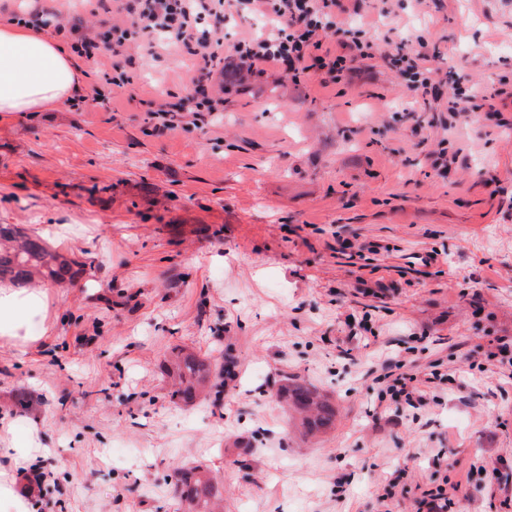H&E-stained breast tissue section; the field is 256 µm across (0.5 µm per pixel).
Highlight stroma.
Wrapping results in <instances>:
<instances>
[{
  "instance_id": "stroma-1",
  "label": "stroma",
  "mask_w": 512,
  "mask_h": 512,
  "mask_svg": "<svg viewBox=\"0 0 512 512\" xmlns=\"http://www.w3.org/2000/svg\"><path fill=\"white\" fill-rule=\"evenodd\" d=\"M343 26L380 43L425 34L496 111L441 130L381 60L336 86L267 74L224 89L221 122L153 130L143 99L178 103L194 57L134 54L110 108L67 104L0 120V224L79 265L51 290L52 328L0 346V416L38 428L53 471L37 512H180L173 475L209 467L224 512H422L448 485L456 512H512V380L487 359L512 343V0H367ZM118 0H13L102 30ZM460 161L448 177L427 155ZM496 176L489 196L483 181ZM238 359L219 402L175 405L173 346ZM438 361L410 411L372 370ZM329 394L335 428L301 438L275 393Z\"/></svg>"
}]
</instances>
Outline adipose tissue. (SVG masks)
<instances>
[{"label":"adipose tissue","instance_id":"ef3b65f1","mask_svg":"<svg viewBox=\"0 0 512 512\" xmlns=\"http://www.w3.org/2000/svg\"><path fill=\"white\" fill-rule=\"evenodd\" d=\"M81 81L70 52L40 32L0 15V118L38 112L72 97ZM45 289L0 285V342L18 351L36 343L34 320H45Z\"/></svg>","mask_w":512,"mask_h":512}]
</instances>
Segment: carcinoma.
<instances>
[{
  "mask_svg": "<svg viewBox=\"0 0 512 512\" xmlns=\"http://www.w3.org/2000/svg\"><path fill=\"white\" fill-rule=\"evenodd\" d=\"M77 274L74 262L49 249L41 239L26 234L14 224H0V282L26 288L40 279L62 282ZM172 402L190 404L211 388V377L229 379V366L217 368L183 346L171 349L167 360ZM277 396L298 414V426L305 434L330 430L336 422V406L330 399L303 381L282 384ZM174 493L184 512H218L224 501V485L203 466L175 471Z\"/></svg>",
  "mask_w": 512,
  "mask_h": 512,
  "instance_id": "carcinoma-1",
  "label": "carcinoma"
}]
</instances>
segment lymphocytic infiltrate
Wrapping results in <instances>:
<instances>
[{
    "mask_svg": "<svg viewBox=\"0 0 512 512\" xmlns=\"http://www.w3.org/2000/svg\"><path fill=\"white\" fill-rule=\"evenodd\" d=\"M239 0H126V19L112 22L109 51L116 61L104 73L105 84L128 85L131 75L121 66L130 49L140 48L139 36L161 33L168 47L188 49L199 60L189 92L179 104L158 98L148 103L154 129L177 125H199L205 114L224 109V98L212 84L214 73L225 57H233L239 75L257 77L286 68L294 77L321 74L320 84H335L349 62L373 59V42L347 36L336 19L340 0H248L254 11L270 16L271 32L239 39L225 46L223 38L199 36V26L209 17L223 18ZM440 53L430 38L419 37L387 45L384 57L397 70L401 85L413 101L425 102L435 96L440 72L435 65Z\"/></svg>",
    "mask_w": 512,
    "mask_h": 512,
    "instance_id": "lymphocytic-infiltrate-1",
    "label": "lymphocytic infiltrate"
}]
</instances>
